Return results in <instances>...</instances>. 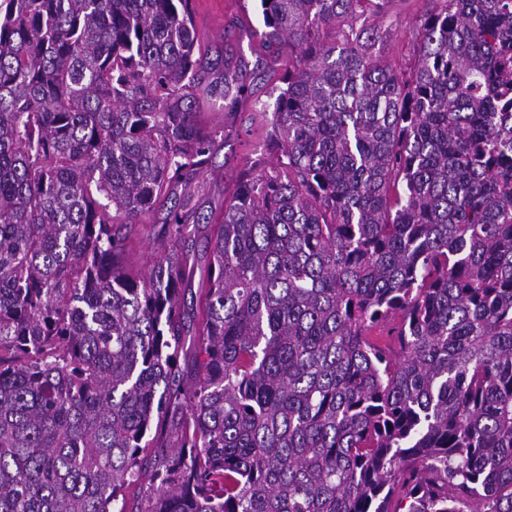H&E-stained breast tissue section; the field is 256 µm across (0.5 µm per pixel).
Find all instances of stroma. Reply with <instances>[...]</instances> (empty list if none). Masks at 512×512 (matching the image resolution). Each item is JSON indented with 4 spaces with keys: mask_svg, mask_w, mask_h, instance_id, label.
<instances>
[{
    "mask_svg": "<svg viewBox=\"0 0 512 512\" xmlns=\"http://www.w3.org/2000/svg\"><path fill=\"white\" fill-rule=\"evenodd\" d=\"M192 2L199 44L207 60L239 68L255 90L253 100L234 113L225 111L223 99L217 96H205L199 102L206 126L217 133L218 145L209 171L192 191L193 202L204 215L233 190L246 157L254 155L269 160L265 150L269 137L265 115L272 112L275 96L273 81L254 74L263 51L256 0H243L242 5L233 8L227 0ZM432 5V0H393L390 12L379 20L384 34L383 55L396 70L406 73L414 67L413 43L420 20ZM166 217L165 208L160 207L142 223L129 225L127 261L131 266L144 271L161 256L160 239Z\"/></svg>",
    "mask_w": 512,
    "mask_h": 512,
    "instance_id": "35a3bbf8",
    "label": "stroma"
}]
</instances>
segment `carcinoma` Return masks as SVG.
Segmentation results:
<instances>
[{
    "mask_svg": "<svg viewBox=\"0 0 512 512\" xmlns=\"http://www.w3.org/2000/svg\"><path fill=\"white\" fill-rule=\"evenodd\" d=\"M390 2L260 0L275 161L191 332L195 102L250 88L191 0H0V512H512V0H439L408 74ZM167 211L158 207L150 212L141 224H129L127 261L131 266L147 271L153 262L163 253L160 248V239L165 228Z\"/></svg>",
    "mask_w": 512,
    "mask_h": 512,
    "instance_id": "cac0c4a2",
    "label": "carcinoma"
}]
</instances>
